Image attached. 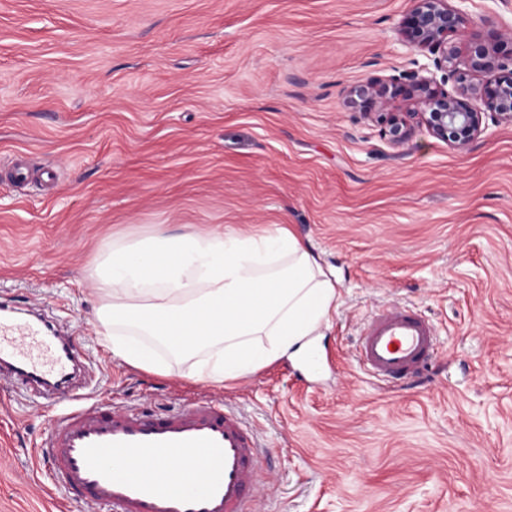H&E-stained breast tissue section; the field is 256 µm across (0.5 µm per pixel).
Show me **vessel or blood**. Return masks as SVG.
Listing matches in <instances>:
<instances>
[{"mask_svg": "<svg viewBox=\"0 0 512 512\" xmlns=\"http://www.w3.org/2000/svg\"><path fill=\"white\" fill-rule=\"evenodd\" d=\"M437 352L435 324L392 304L362 328L356 361L377 380L399 385L419 377ZM0 357V374L13 386L48 388L57 412L37 462L78 512H255L263 448L233 409L197 398L147 414L88 401L73 379L79 359L65 349L62 331L29 319H0ZM165 458L181 461L196 481L159 469Z\"/></svg>", "mask_w": 512, "mask_h": 512, "instance_id": "b4317fda", "label": "vessel or blood"}]
</instances>
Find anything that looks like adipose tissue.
Instances as JSON below:
<instances>
[{"label": "adipose tissue", "instance_id": "adipose-tissue-1", "mask_svg": "<svg viewBox=\"0 0 512 512\" xmlns=\"http://www.w3.org/2000/svg\"><path fill=\"white\" fill-rule=\"evenodd\" d=\"M94 276L104 293L97 331L114 357L160 373L159 344L213 384L305 358L339 300L332 272L282 225L255 234L188 224L175 235L160 227L139 241L117 238Z\"/></svg>", "mask_w": 512, "mask_h": 512}]
</instances>
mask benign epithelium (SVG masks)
Segmentation results:
<instances>
[{"instance_id": "benign-epithelium-1", "label": "benign epithelium", "mask_w": 512, "mask_h": 512, "mask_svg": "<svg viewBox=\"0 0 512 512\" xmlns=\"http://www.w3.org/2000/svg\"><path fill=\"white\" fill-rule=\"evenodd\" d=\"M400 31L412 50L429 53L418 70L389 79H369L350 87L346 106L377 115L381 135L393 146L407 143L415 127L456 147L477 140L491 125L512 122V49L464 34L462 10L448 0H412ZM455 84V93L445 89Z\"/></svg>"}]
</instances>
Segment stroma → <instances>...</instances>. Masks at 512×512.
<instances>
[{
    "mask_svg": "<svg viewBox=\"0 0 512 512\" xmlns=\"http://www.w3.org/2000/svg\"><path fill=\"white\" fill-rule=\"evenodd\" d=\"M512 43V0H449ZM411 0H0V301L68 330L85 391L121 407L207 397L260 437L258 512H512V123L395 147L352 85L413 71ZM51 168L46 187L6 173ZM295 230L341 294L320 367L218 386L114 358L90 271L155 225ZM437 327L426 383L360 369L381 307ZM53 409L0 380V512H64L36 475Z\"/></svg>",
    "mask_w": 512,
    "mask_h": 512,
    "instance_id": "stroma-1",
    "label": "stroma"
}]
</instances>
